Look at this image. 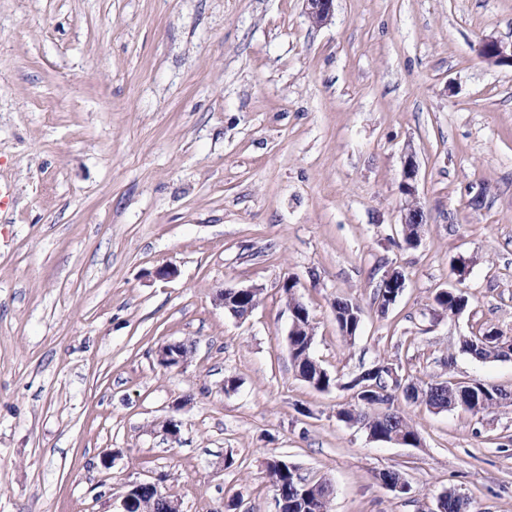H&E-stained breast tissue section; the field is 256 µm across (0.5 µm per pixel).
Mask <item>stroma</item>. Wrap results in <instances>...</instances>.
<instances>
[{"instance_id": "35a3bbf8", "label": "stroma", "mask_w": 512, "mask_h": 512, "mask_svg": "<svg viewBox=\"0 0 512 512\" xmlns=\"http://www.w3.org/2000/svg\"><path fill=\"white\" fill-rule=\"evenodd\" d=\"M488 37L512 40V0H336L321 27L303 0H0V512H121L132 481L180 512H278L271 458L331 482V512H434L448 491L512 512V405L397 398L415 447L337 415L383 359L512 392V357L461 349L512 337V68L479 56ZM288 281L330 390L295 370ZM455 283L452 316L434 297ZM229 287L259 289L246 318L214 303ZM339 298L363 310L355 339ZM179 341L185 364L161 367ZM417 176V161L414 153L410 152L402 167L399 192L403 200L401 224H403L405 237L410 238L412 246L417 245L420 241L422 224L426 223V214L418 196ZM404 241L408 246L410 245L405 239ZM382 288L381 285H379V288L376 291V300L380 299L381 302H383V305L386 304L385 309L388 308L391 304H393L396 299L389 304V297L393 298L395 294L400 295L403 292L404 286H405V277L400 271L392 270L387 271L382 280ZM389 288L393 289V293L389 295ZM501 336L497 332H483V333H472L471 336H465L461 343V348L464 352L472 355L474 358L481 361L497 360L500 358H506L511 356L512 347L510 353L498 349L495 345L497 339Z\"/></svg>"}]
</instances>
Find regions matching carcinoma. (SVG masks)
<instances>
[{
    "label": "carcinoma",
    "mask_w": 512,
    "mask_h": 512,
    "mask_svg": "<svg viewBox=\"0 0 512 512\" xmlns=\"http://www.w3.org/2000/svg\"><path fill=\"white\" fill-rule=\"evenodd\" d=\"M437 304L448 314L463 310L467 304V298L456 288H448L437 293ZM333 308L336 313V323L341 333L352 339L356 337L360 327L362 310L349 299H338ZM500 334L497 332L474 333L463 338L461 348L464 352L481 361L506 358L512 354L503 351L496 346ZM296 354L293 357L294 365L299 376L319 391H327L336 385L337 379L323 369L313 358L312 354H304L306 337L298 336L294 339ZM387 361L379 360L370 368L364 370L361 383L375 385L388 392L386 399L394 403L396 390L385 384L386 374L384 366ZM406 398H414L427 407L449 409L465 396L469 399L467 410L473 413L485 412L512 403V394L500 388L488 386L479 380H474L465 385L454 384L450 381L430 383L423 387L412 382L406 384ZM376 405L373 399L363 395L354 397V403L341 411V415L348 421H356L362 427L370 429L381 436H387L396 430L404 437L419 442V435L412 424L398 411L393 410V415L383 416L374 413ZM267 471L272 479V484L287 493V505L285 512H320L317 496L324 494L333 495V489H325L318 484L306 486L299 483L292 470L283 467L278 460L267 461ZM137 509L140 512H165L167 505L162 495L154 492L135 494Z\"/></svg>",
    "instance_id": "obj_1"
}]
</instances>
